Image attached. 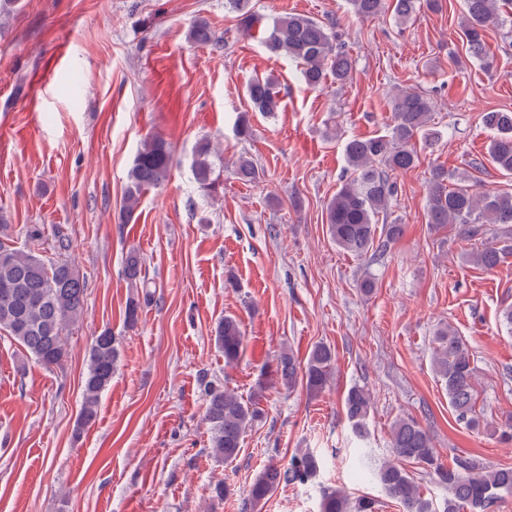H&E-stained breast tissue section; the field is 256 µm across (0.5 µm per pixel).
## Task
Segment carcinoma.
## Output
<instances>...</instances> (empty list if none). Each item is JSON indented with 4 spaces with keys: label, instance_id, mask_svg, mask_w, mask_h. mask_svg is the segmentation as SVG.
Here are the masks:
<instances>
[{
    "label": "carcinoma",
    "instance_id": "cac0c4a2",
    "mask_svg": "<svg viewBox=\"0 0 512 512\" xmlns=\"http://www.w3.org/2000/svg\"><path fill=\"white\" fill-rule=\"evenodd\" d=\"M465 15L461 24L463 44L469 57L490 66L484 41V28L500 17L501 0H464ZM354 13L369 19L389 9L403 20H409L421 7V0H350ZM239 14L240 26L246 34L259 23L251 10V0H229ZM189 38L204 45L218 44L209 24L203 20L192 26ZM269 55L284 56L297 63L301 81L311 89L324 86L328 77L338 84L346 83L353 61L335 35L323 23L303 15L291 14L274 21L262 40ZM252 109L270 117L279 111L281 99L273 77L254 78L246 88ZM392 125L385 135L351 139L345 154L351 174L342 176V184L326 208V221L336 246L356 257L375 258L403 233V225L379 223V216L390 210L397 192L393 175L407 171L419 161L417 145L429 147L438 141L432 98L415 91L400 90L389 96ZM484 125L495 132L488 156L502 174L512 175V112L490 111L482 115ZM194 174L200 190L216 191L220 175L211 161L207 140L196 147ZM174 162L171 144L160 136L144 141L136 154L128 175L121 221L129 224L141 195L159 186L168 176ZM238 178L247 183L260 179L254 160L239 157L235 165ZM428 223L435 228L457 224L458 236L464 242L483 238L488 224L500 226V245L487 244L465 253V260L486 270L496 269L512 255V192L486 193L464 178H455L442 167L430 170L427 192ZM27 244L13 247L0 240V330L24 347L41 365L50 368L65 357V335L75 325L84 309L86 281L68 260L59 257L45 260L40 228L26 230ZM144 259L137 251L125 255L123 267L131 281L142 278ZM214 339L224 353V362H237L243 352L244 336L240 322L226 316L216 324ZM437 347L432 354V367L444 381L448 404L456 421L468 429L479 427L475 411V367L462 337L451 327L436 333ZM333 351L315 345L303 368L296 365L293 353L277 358L278 381L290 389L301 384L307 392L323 391L332 370ZM118 350L112 333L104 331L91 344L89 367L84 379L82 405L77 427L82 428L97 418L102 391L112 381ZM205 400L204 419L209 425L215 457L226 462L235 460L247 431L262 419L261 409L246 401L234 390L202 379ZM345 414L355 436H368L367 420L370 396L360 386L351 387L344 400ZM391 454L376 471V479L386 495L396 500L404 512H434L433 503L421 497L419 486L402 468L412 461L423 467L433 483L448 489L444 512H492L505 495L512 494V467L487 466L472 457L458 455L452 464L442 462L429 432L415 419H399L391 427ZM320 469L318 457L309 450L293 455L285 467L267 465L255 479L244 501V507L256 512L262 501L281 485L306 484ZM320 512H376V500L363 496L354 502L339 490L323 492Z\"/></svg>",
    "mask_w": 512,
    "mask_h": 512
}]
</instances>
